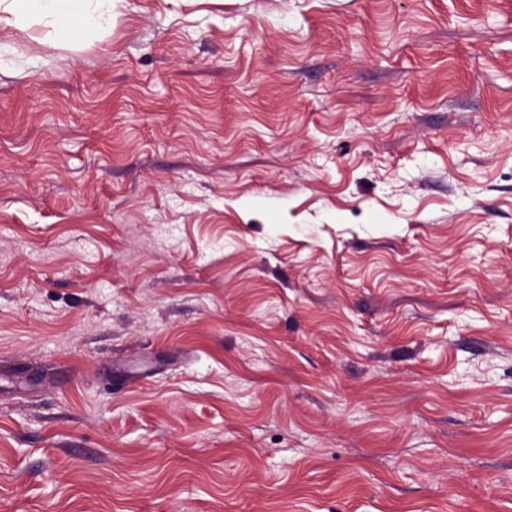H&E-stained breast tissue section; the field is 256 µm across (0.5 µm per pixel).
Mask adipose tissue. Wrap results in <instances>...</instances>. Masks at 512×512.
Instances as JSON below:
<instances>
[{"label": "adipose tissue", "instance_id": "obj_1", "mask_svg": "<svg viewBox=\"0 0 512 512\" xmlns=\"http://www.w3.org/2000/svg\"><path fill=\"white\" fill-rule=\"evenodd\" d=\"M26 30L47 27L49 41L72 32H105L112 26V11L103 0H0V26Z\"/></svg>", "mask_w": 512, "mask_h": 512}]
</instances>
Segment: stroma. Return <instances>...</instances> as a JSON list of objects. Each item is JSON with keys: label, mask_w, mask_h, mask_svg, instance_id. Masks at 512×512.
<instances>
[{"label": "stroma", "mask_w": 512, "mask_h": 512, "mask_svg": "<svg viewBox=\"0 0 512 512\" xmlns=\"http://www.w3.org/2000/svg\"><path fill=\"white\" fill-rule=\"evenodd\" d=\"M0 27V512H512V0H115ZM1 0L0 26L27 30L50 28L45 37L58 41L63 33L105 32L112 27V0Z\"/></svg>", "instance_id": "1"}]
</instances>
